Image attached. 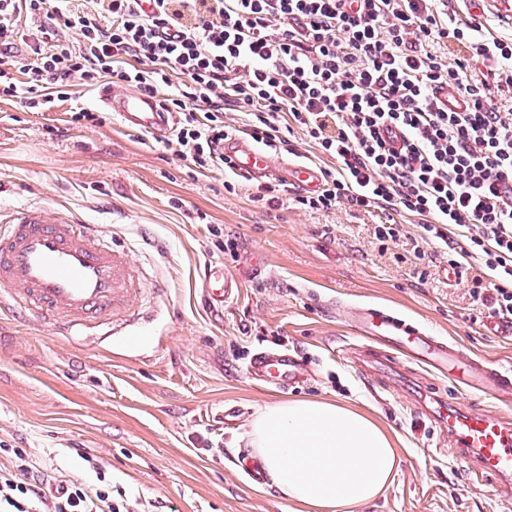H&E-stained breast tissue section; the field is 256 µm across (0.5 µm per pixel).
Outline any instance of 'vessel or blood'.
I'll use <instances>...</instances> for the list:
<instances>
[{
    "label": "vessel or blood",
    "mask_w": 512,
    "mask_h": 512,
    "mask_svg": "<svg viewBox=\"0 0 512 512\" xmlns=\"http://www.w3.org/2000/svg\"><path fill=\"white\" fill-rule=\"evenodd\" d=\"M103 108L117 113L123 124L162 138L170 132V118L158 101L139 93L99 92ZM240 175L261 180L274 173L276 180L314 192L322 186V171L314 163L271 156L250 139L234 138L224 145ZM240 281L223 265L210 264L205 273L204 298L211 305L233 300ZM0 290L14 304L47 324L61 336L99 335L101 340L133 347L141 340L143 319L133 303L141 290L133 265L115 249L94 224L23 209L0 225ZM336 313L358 335L378 344V356L405 357L429 364L479 400L469 411L440 405L437 421L456 443L460 457L473 464L482 479L512 489V422L485 410L484 402L512 399V371L483 360H460L452 346L430 330L401 315L371 306L337 308ZM247 372L251 378L274 379L287 387L302 379L305 367L287 352H260Z\"/></svg>",
    "instance_id": "b4317fda"
}]
</instances>
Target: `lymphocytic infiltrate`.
Returning a JSON list of instances; mask_svg holds the SVG:
<instances>
[{"mask_svg":"<svg viewBox=\"0 0 512 512\" xmlns=\"http://www.w3.org/2000/svg\"><path fill=\"white\" fill-rule=\"evenodd\" d=\"M438 0H0V45L31 39L0 70V99L52 108L74 83L101 80L159 97L174 118L177 154L201 170L230 169L224 143L244 134L271 149L281 119L335 160L322 188L298 205L340 204L381 214L375 235L394 240L402 216L469 278L474 301L512 319V206L499 194L512 178V38H486ZM33 28L19 25L21 18ZM79 31L70 44L64 31ZM453 40L485 68L463 77L430 43ZM452 88L467 109L451 112ZM247 109L227 124L224 106ZM80 482L16 452L0 468V512H135L103 469Z\"/></svg>","mask_w":512,"mask_h":512,"instance_id":"obj_1","label":"lymphocytic infiltrate"}]
</instances>
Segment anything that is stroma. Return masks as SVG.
Returning a JSON list of instances; mask_svg holds the SVG:
<instances>
[{
  "label": "stroma",
  "instance_id": "35a3bbf8",
  "mask_svg": "<svg viewBox=\"0 0 512 512\" xmlns=\"http://www.w3.org/2000/svg\"><path fill=\"white\" fill-rule=\"evenodd\" d=\"M487 37L512 38V0L470 11ZM96 87H73L48 110L0 100V218L36 209L101 225L136 265L147 318L135 348L96 337H53L24 312L0 310V465L19 448L94 482L77 449L106 470L142 512H292L273 492L248 483L234 461L251 455V417L277 401H337L368 414L391 436L398 467L363 512H512V494L477 479L431 417L439 402L474 401L421 367L373 361L374 346L336 315L337 306L401 313L476 356L512 370V337L487 328L466 280L403 219L396 240L379 241V215L340 205L312 211L292 201H252L255 184L224 189L223 171L199 172L173 147L127 128L101 109ZM102 117L72 122V109ZM222 229L235 250L216 247ZM243 279L237 298L209 307L199 288L206 265ZM164 281L159 297L150 287ZM265 348L306 364L308 376L283 390L250 379ZM240 410L225 426V406Z\"/></svg>",
  "mask_w": 512,
  "mask_h": 512
}]
</instances>
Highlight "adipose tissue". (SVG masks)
<instances>
[{"label":"adipose tissue","mask_w":512,"mask_h":512,"mask_svg":"<svg viewBox=\"0 0 512 512\" xmlns=\"http://www.w3.org/2000/svg\"><path fill=\"white\" fill-rule=\"evenodd\" d=\"M268 486L301 512H360L397 467L390 435L366 414L331 401L267 404L248 424Z\"/></svg>","instance_id":"1"}]
</instances>
